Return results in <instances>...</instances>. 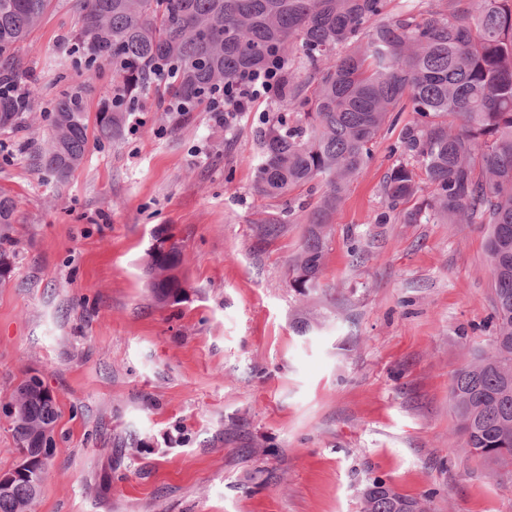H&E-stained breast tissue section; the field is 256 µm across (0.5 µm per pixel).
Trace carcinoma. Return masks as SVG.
Returning a JSON list of instances; mask_svg holds the SVG:
<instances>
[{
	"mask_svg": "<svg viewBox=\"0 0 512 512\" xmlns=\"http://www.w3.org/2000/svg\"><path fill=\"white\" fill-rule=\"evenodd\" d=\"M388 0H82L78 43L112 67V98L95 117L100 140L123 135L129 109L165 85L169 101L206 104L212 86L236 81L276 60L281 112L259 130L254 191L284 197L323 186L312 208L288 200L286 216L305 225L291 266L292 288L319 287L328 229L351 178L372 158V146L403 105L413 123L393 149L401 159L387 172V210L407 224H483L493 277L492 336L472 345L450 379V395L465 448L489 465L512 466V0H437L435 16L418 21L419 0L387 16ZM51 0H0V130L28 120L30 103L6 86L19 81L16 55ZM461 121L448 127V116ZM52 134L40 165L66 180L89 145L79 92H65L51 110ZM420 167L425 184L417 180ZM428 197L407 208L423 192ZM16 205L0 196V285L10 279L11 224ZM183 254L172 236L147 253L154 298L177 303L184 293ZM10 427L17 454L59 410L44 381L22 380L13 393ZM49 461L33 478L0 493V512H32ZM360 512H429L428 502L373 479Z\"/></svg>",
	"mask_w": 512,
	"mask_h": 512,
	"instance_id": "carcinoma-1",
	"label": "carcinoma"
}]
</instances>
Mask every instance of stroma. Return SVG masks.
Listing matches in <instances>:
<instances>
[{
    "label": "stroma",
    "instance_id": "35a3bbf8",
    "mask_svg": "<svg viewBox=\"0 0 512 512\" xmlns=\"http://www.w3.org/2000/svg\"><path fill=\"white\" fill-rule=\"evenodd\" d=\"M77 0H52L18 54L33 121L0 131V192L16 202L15 268L0 285V403L42 375L60 417L33 512H359L379 477L430 512H512V470L464 452L449 379L489 338L492 276L478 224L385 211L384 129L351 179L317 293L291 264L303 227L253 190L258 101L230 125L173 123L162 91L119 141L90 139L59 181L37 165L49 111L81 90L88 117L112 69L76 59ZM172 229L185 297L157 303L146 252Z\"/></svg>",
    "mask_w": 512,
    "mask_h": 512
}]
</instances>
